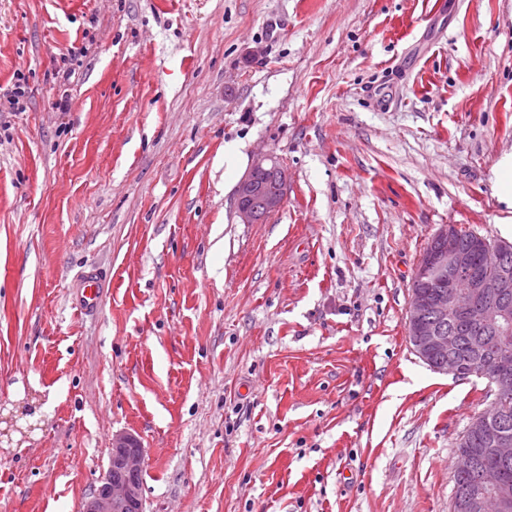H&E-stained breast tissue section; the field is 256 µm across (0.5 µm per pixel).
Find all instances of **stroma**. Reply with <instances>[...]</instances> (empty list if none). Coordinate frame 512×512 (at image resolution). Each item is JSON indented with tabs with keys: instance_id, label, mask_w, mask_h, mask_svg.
<instances>
[{
	"instance_id": "1",
	"label": "stroma",
	"mask_w": 512,
	"mask_h": 512,
	"mask_svg": "<svg viewBox=\"0 0 512 512\" xmlns=\"http://www.w3.org/2000/svg\"><path fill=\"white\" fill-rule=\"evenodd\" d=\"M19 73L0 512H80L122 431L145 512H449L488 382L424 364L407 307L443 226L512 242V0H0ZM268 154L286 202L241 223ZM288 187V172L276 157L258 159L239 180L235 191V210L244 224H257L283 207ZM103 292L102 283L96 273L83 274L78 288L74 291L75 307L83 314L97 310L100 307Z\"/></svg>"
}]
</instances>
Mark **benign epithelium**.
Here are the masks:
<instances>
[{"instance_id": "7a95c632", "label": "benign epithelium", "mask_w": 512, "mask_h": 512, "mask_svg": "<svg viewBox=\"0 0 512 512\" xmlns=\"http://www.w3.org/2000/svg\"><path fill=\"white\" fill-rule=\"evenodd\" d=\"M288 172L279 161L265 155L239 180L235 210L244 224H257L283 207ZM483 264L495 270L492 276L475 274L474 253L461 245L457 228L444 226L434 235V247L415 269L418 279L432 278L462 283L434 293L412 290L407 311L408 338L417 355L432 369L457 378L486 377L492 384L493 399L488 408L468 425L460 442L475 433L482 438L485 452L500 461L512 459V432L503 412L504 398L512 394V273L501 266L507 246L499 241L481 240ZM464 324L473 331L487 326H504L496 356V366L467 368L459 355L458 339L446 327ZM145 448L130 433L113 435L109 466L82 505L81 512H143L142 484L136 480H115L112 472L139 474L143 470ZM474 454L456 451L455 473L470 471ZM479 490L457 500L452 512H512V486L498 469L485 467L478 472Z\"/></svg>"}]
</instances>
